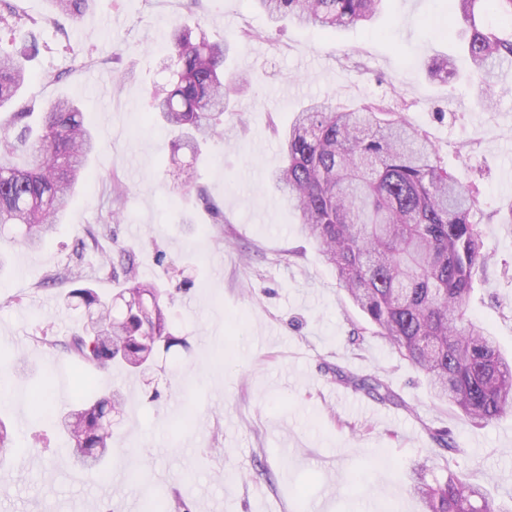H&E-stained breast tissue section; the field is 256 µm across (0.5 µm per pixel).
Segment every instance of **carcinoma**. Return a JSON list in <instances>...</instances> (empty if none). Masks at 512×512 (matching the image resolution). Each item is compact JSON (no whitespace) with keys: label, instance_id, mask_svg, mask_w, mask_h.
<instances>
[{"label":"carcinoma","instance_id":"carcinoma-1","mask_svg":"<svg viewBox=\"0 0 512 512\" xmlns=\"http://www.w3.org/2000/svg\"><path fill=\"white\" fill-rule=\"evenodd\" d=\"M78 22L100 0H51ZM272 23L288 19L322 31L372 21L382 0H253ZM471 62V76L484 100L512 79V0H451ZM23 32L22 44L0 46V108L18 103L8 125L0 123V230L5 239L40 246L56 229L78 184L88 176L97 141L81 108L67 99L43 104L18 102L31 80L24 61L39 51L41 26L0 0V25ZM248 30L214 42L177 24L170 34L169 84L149 92L150 111L173 135L175 149L191 150L182 170L183 194L190 195L201 144L224 135V114L235 111L236 79L226 64L245 40H263ZM283 166L268 179L297 212L302 230L314 240L321 260L369 324L356 329L354 343L371 333L422 371L434 399L457 408L465 424L484 425L512 413V360L494 337L467 314L473 276L485 268L473 204L463 185L441 162L427 132L378 100L353 108L311 101L280 138ZM111 217L120 222L126 190L113 183ZM96 232L78 240L73 264L48 281L82 280L79 260L98 249ZM118 285L115 295L75 288L68 303L85 308L82 330L63 343L64 351L96 369L114 365L142 371L157 344L171 347L172 300L156 283L140 281L135 254L115 244L101 266ZM337 382L381 402L405 401L380 377L357 378L334 371ZM120 393L108 392L58 415L67 460L95 475L112 450V411ZM433 440L448 457L461 452L450 433ZM413 490L424 512H501L484 487L448 470L430 483L416 473Z\"/></svg>","mask_w":512,"mask_h":512}]
</instances>
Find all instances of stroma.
<instances>
[{
  "mask_svg": "<svg viewBox=\"0 0 512 512\" xmlns=\"http://www.w3.org/2000/svg\"><path fill=\"white\" fill-rule=\"evenodd\" d=\"M44 22L27 61L29 92L77 102L99 141L90 161L98 181L80 186L51 240L37 249L0 243V418L16 455L0 464V512H122L139 497L181 498L189 512H423L411 491L415 466L447 470L512 506V415L463 424L438 405L424 376L383 339L355 345L362 313L305 236L296 212L265 177L282 164L277 129L313 99L351 108L383 98L436 145L451 174L477 199L487 268L477 272L468 312L512 355V85L484 105L470 61L448 25V0H384L375 22L335 33L290 22L270 27L252 0H102L81 21L56 19L51 0H15ZM220 40L245 30L267 40L242 46L227 68L246 74L240 117L225 118L198 183L214 210L177 194L189 150L149 119L148 93L167 82L166 34L175 24ZM132 58L123 76L115 54ZM454 57L459 74L428 71ZM127 189L124 219L109 218L113 180ZM100 249L81 264L84 286L108 294L101 252L135 251L141 279L173 298L179 343L157 347L131 374L96 370L50 349L80 330L82 310L66 305L69 284L46 278L72 263L85 228ZM383 376L404 406L336 382L334 370ZM45 390L52 416L32 412ZM119 391L114 453L98 476L62 464L53 416L81 400ZM450 430L460 449L444 461L432 440Z\"/></svg>",
  "mask_w": 512,
  "mask_h": 512,
  "instance_id": "stroma-1",
  "label": "stroma"
}]
</instances>
